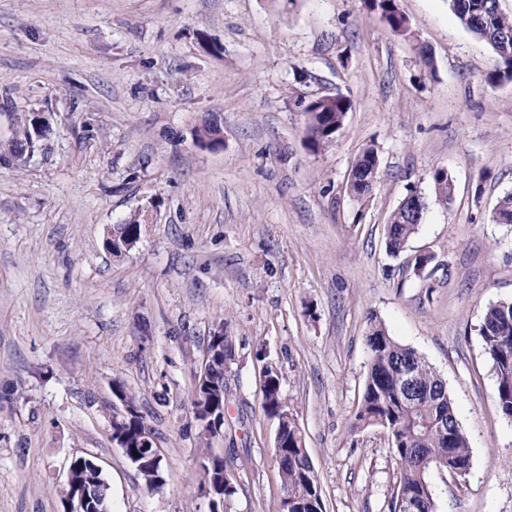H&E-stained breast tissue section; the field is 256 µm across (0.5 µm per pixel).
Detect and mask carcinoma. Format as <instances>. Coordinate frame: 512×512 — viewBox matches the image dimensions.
I'll use <instances>...</instances> for the list:
<instances>
[{
    "label": "carcinoma",
    "mask_w": 512,
    "mask_h": 512,
    "mask_svg": "<svg viewBox=\"0 0 512 512\" xmlns=\"http://www.w3.org/2000/svg\"><path fill=\"white\" fill-rule=\"evenodd\" d=\"M368 7L380 13L398 35L409 33L407 16L398 0H370ZM450 7L461 24L488 43L498 57L497 68L487 74L492 86L512 82V16L496 6V0H450ZM350 100L337 93L304 108L307 115V139L312 150L333 141L343 126ZM378 167L377 152L367 148L355 160L356 181L346 187L353 197H365L373 189L368 182ZM436 198L448 201L454 194V182L447 171L432 173ZM494 220L512 224V192L497 203ZM419 223L404 207L394 210L387 225L386 245L397 255L417 233ZM141 224L132 220L115 224L112 241L122 243L126 235L140 234ZM479 334L492 360L496 375V402L501 413L512 419V301L501 300L483 312ZM368 352L367 373L352 429L378 426L391 435V447L399 466V482L390 500V512H443L434 494L431 477L450 468L468 470L470 446L462 431L445 380L414 349L395 341L385 325L370 318L365 336ZM412 372L415 392L407 396L402 388L403 370ZM267 391L262 407L271 415L288 413V430L275 440L273 460L278 468L284 495L280 512H324V503L297 414L282 393V373L277 365L265 368Z\"/></svg>",
    "instance_id": "carcinoma-1"
}]
</instances>
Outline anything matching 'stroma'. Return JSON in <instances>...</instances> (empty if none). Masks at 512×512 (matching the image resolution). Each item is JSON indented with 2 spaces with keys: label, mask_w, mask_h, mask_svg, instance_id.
Here are the masks:
<instances>
[{
  "label": "stroma",
  "mask_w": 512,
  "mask_h": 512,
  "mask_svg": "<svg viewBox=\"0 0 512 512\" xmlns=\"http://www.w3.org/2000/svg\"><path fill=\"white\" fill-rule=\"evenodd\" d=\"M401 7L406 36L364 0H0V136L51 116L46 150L0 163V512H62L75 455L101 467L112 512H210L190 395L222 319L237 362L211 449L238 481L231 512L283 496L262 349L325 512H389L391 442L350 429L373 316L446 381L469 439V471L433 477L445 512H512V420L478 332L512 300V224L493 220L512 192V83L486 82L496 55L449 0ZM338 92L352 108L311 150L303 107ZM212 114L219 148L195 140ZM370 146L377 181L357 200L346 181ZM411 189L426 210L393 256L386 225ZM134 219L139 241L112 256L108 230ZM116 381L155 432L161 491L112 440Z\"/></svg>",
  "instance_id": "obj_1"
}]
</instances>
